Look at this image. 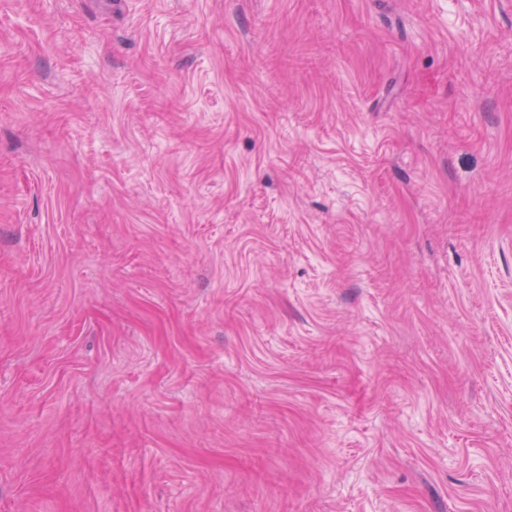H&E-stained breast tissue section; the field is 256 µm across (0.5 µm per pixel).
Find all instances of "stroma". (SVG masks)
<instances>
[{"instance_id": "obj_1", "label": "stroma", "mask_w": 512, "mask_h": 512, "mask_svg": "<svg viewBox=\"0 0 512 512\" xmlns=\"http://www.w3.org/2000/svg\"><path fill=\"white\" fill-rule=\"evenodd\" d=\"M0 512H512V0H0Z\"/></svg>"}]
</instances>
